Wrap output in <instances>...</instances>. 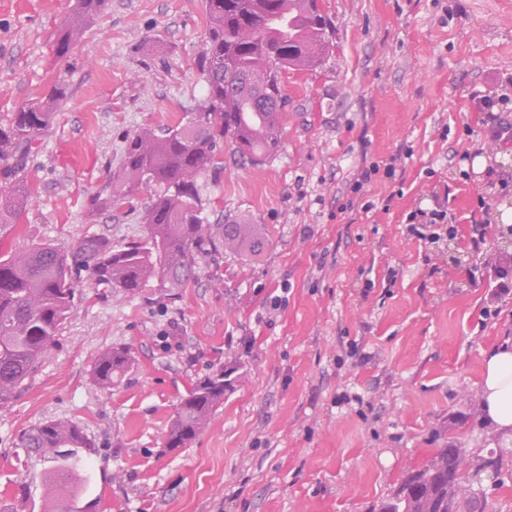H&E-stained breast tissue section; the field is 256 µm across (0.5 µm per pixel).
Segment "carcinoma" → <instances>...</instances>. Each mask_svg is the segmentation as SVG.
Instances as JSON below:
<instances>
[{
  "label": "carcinoma",
  "instance_id": "1",
  "mask_svg": "<svg viewBox=\"0 0 512 512\" xmlns=\"http://www.w3.org/2000/svg\"><path fill=\"white\" fill-rule=\"evenodd\" d=\"M107 0H73L54 38L53 54L68 57ZM205 39L196 68L204 95L174 126L144 125L126 139L122 162L90 200L95 213L134 208L130 193L144 189L145 233L120 246L93 233L61 250L50 243L14 250L8 236L33 199L26 166L53 126L67 86L55 77L46 93L0 121V408L8 406L36 371L75 307V276L88 274L101 298L121 296L169 300L194 277L199 260L224 254L254 256L268 240L256 224H212L198 188L199 178L222 164L221 143L245 165L266 164L278 151L290 71H312L329 52L333 27L318 0H204ZM251 31V37L242 33ZM132 365L128 348L113 347L95 361L92 379L102 388L117 384ZM220 368L195 382L171 421L165 447L185 448L206 429L238 378ZM23 447L55 463L46 488L73 512L72 473L66 461L93 442L78 425L51 420L21 438ZM499 457L474 461L467 448L446 445L409 470L381 512H486L475 490L460 498L469 473L498 472Z\"/></svg>",
  "mask_w": 512,
  "mask_h": 512
}]
</instances>
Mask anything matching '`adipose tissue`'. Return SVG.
I'll list each match as a JSON object with an SVG mask.
<instances>
[{
  "instance_id": "ef3b65f1",
  "label": "adipose tissue",
  "mask_w": 512,
  "mask_h": 512,
  "mask_svg": "<svg viewBox=\"0 0 512 512\" xmlns=\"http://www.w3.org/2000/svg\"><path fill=\"white\" fill-rule=\"evenodd\" d=\"M482 409L495 432L512 437V344L487 352L483 360Z\"/></svg>"
}]
</instances>
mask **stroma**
<instances>
[{
	"mask_svg": "<svg viewBox=\"0 0 512 512\" xmlns=\"http://www.w3.org/2000/svg\"><path fill=\"white\" fill-rule=\"evenodd\" d=\"M70 0H0V120L57 76L69 86L27 164L34 189L15 245H113L139 211L87 202L138 127L175 125L203 95L194 57L202 0H109L68 60L53 40ZM336 28L322 68L284 80L277 155L255 169L223 144L200 177L211 222L263 225L259 256L200 262L177 301L100 298L78 279L76 308L38 369L0 410V512H48L49 462L21 435L68 419L94 440L72 459L83 512H380L404 472L452 441L500 454L474 487L512 512V438L485 422V352L512 342V246L487 223L502 202L473 162L512 170V131L492 138L486 97L512 118V0H322ZM378 165L349 208L359 170ZM445 211L434 224L410 213ZM493 316H486V309ZM130 348L121 383L91 369ZM236 356L246 382L188 447L165 440L198 379Z\"/></svg>",
	"mask_w": 512,
	"mask_h": 512,
	"instance_id": "35a3bbf8",
	"label": "stroma"
}]
</instances>
